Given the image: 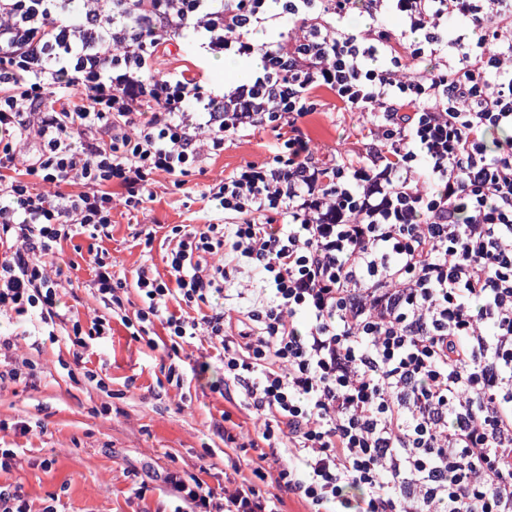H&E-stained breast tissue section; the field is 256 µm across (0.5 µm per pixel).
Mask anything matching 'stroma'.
<instances>
[{"instance_id":"35a3bbf8","label":"stroma","mask_w":512,"mask_h":512,"mask_svg":"<svg viewBox=\"0 0 512 512\" xmlns=\"http://www.w3.org/2000/svg\"><path fill=\"white\" fill-rule=\"evenodd\" d=\"M202 67L209 85L235 80L237 71L217 60L197 62L191 47L160 55L163 73ZM323 105L309 120L312 138L323 152L349 153L366 124L354 112L338 110L322 93ZM278 142L261 131L226 142L204 171L193 172L182 187L158 177L152 199L135 210L112 211L109 235L96 242L88 235L63 241L54 257L71 283L59 295L71 320L103 311L90 286L95 248H103L123 300L138 302L134 273L143 262L165 271L167 237L179 224H206L217 213L202 192L212 178L249 162L272 158ZM153 230L151 246L140 231ZM109 336L92 342L87 361L75 363L68 336L57 341L28 336L17 350L0 356V370L29 361L31 375L0 382V448L17 453L10 470H0V486L17 489L30 512H175L178 501L163 479L202 478L210 486L251 477L259 466L258 421L240 405L235 390L225 389L224 370L208 346L188 348L190 364L180 366V383L168 381L170 346L148 348L132 328L111 319ZM225 425L232 441L217 434ZM227 433V434H228ZM210 469L200 473V462Z\"/></svg>"}]
</instances>
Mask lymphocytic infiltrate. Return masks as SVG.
Masks as SVG:
<instances>
[{
    "label": "lymphocytic infiltrate",
    "mask_w": 512,
    "mask_h": 512,
    "mask_svg": "<svg viewBox=\"0 0 512 512\" xmlns=\"http://www.w3.org/2000/svg\"><path fill=\"white\" fill-rule=\"evenodd\" d=\"M73 2L0 0V312L86 348L106 328L59 311L58 245L104 233L112 186L139 208L269 129L209 185L220 222L136 272L140 339L209 342L279 468L271 496L167 476L176 512H512V0ZM185 42L248 79L159 73ZM322 88L370 117L355 154L305 133ZM247 268L234 316L213 299Z\"/></svg>",
    "instance_id": "f902f5d3"
}]
</instances>
